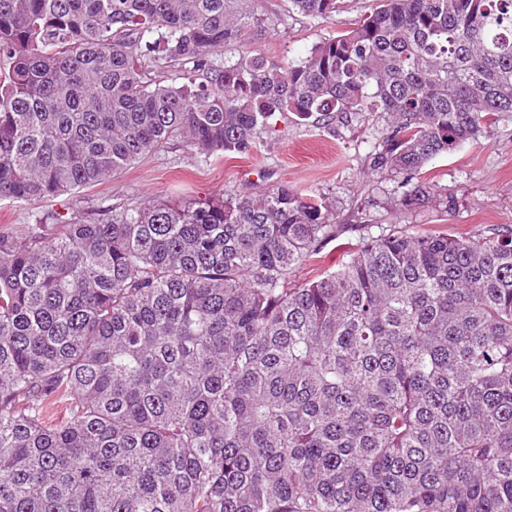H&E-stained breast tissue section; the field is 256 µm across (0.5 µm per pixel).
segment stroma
I'll return each mask as SVG.
<instances>
[{"label": "stroma", "mask_w": 512, "mask_h": 512, "mask_svg": "<svg viewBox=\"0 0 512 512\" xmlns=\"http://www.w3.org/2000/svg\"><path fill=\"white\" fill-rule=\"evenodd\" d=\"M373 4L339 0L336 12L321 19L291 11L288 0H254L255 25L225 47L224 56L298 62L314 44L354 27ZM386 123L380 113L336 117L326 126L288 113L261 130L256 148L241 158L206 156L174 140L78 193L42 201L0 199V232L26 235L35 216L45 212L98 222L109 212L149 200L178 202L287 185L325 200L337 232L296 270L293 280L299 285L335 270L345 252L383 233L476 238L512 230V118L491 125L476 142L429 162L419 183L439 185L448 200L429 198L406 212L395 205L402 195L399 177L369 168V155L381 143Z\"/></svg>", "instance_id": "stroma-1"}]
</instances>
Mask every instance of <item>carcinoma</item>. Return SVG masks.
I'll return each mask as SVG.
<instances>
[{
	"label": "carcinoma",
	"instance_id": "carcinoma-1",
	"mask_svg": "<svg viewBox=\"0 0 512 512\" xmlns=\"http://www.w3.org/2000/svg\"><path fill=\"white\" fill-rule=\"evenodd\" d=\"M248 2L0 0V198L174 139L247 154L288 112L386 114L370 169L409 185L512 117V0H377L296 64L218 59ZM330 215L271 186L0 233V512H512V230L381 234L293 284Z\"/></svg>",
	"mask_w": 512,
	"mask_h": 512
}]
</instances>
